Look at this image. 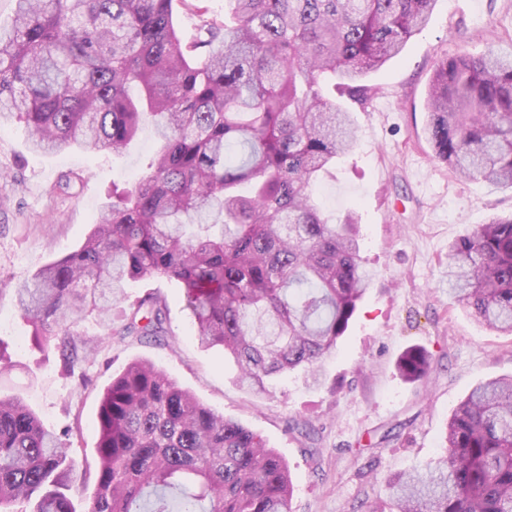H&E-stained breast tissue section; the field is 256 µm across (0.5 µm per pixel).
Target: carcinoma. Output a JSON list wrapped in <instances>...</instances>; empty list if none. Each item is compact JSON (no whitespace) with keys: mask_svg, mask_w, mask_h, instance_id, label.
Instances as JSON below:
<instances>
[{"mask_svg":"<svg viewBox=\"0 0 512 512\" xmlns=\"http://www.w3.org/2000/svg\"><path fill=\"white\" fill-rule=\"evenodd\" d=\"M0 25V125L22 122L37 151L124 149L151 117L158 149L82 245L13 288L33 340L57 350L76 386L75 321L112 324L132 281L174 279L205 348L232 355L250 387L300 371L321 385L369 285L354 212L335 221L313 186L353 147L332 79L364 104L363 78L401 54L436 0H226L182 39L173 0H16ZM131 83L141 86L134 99ZM428 137L456 173L512 188V57L442 59L426 100ZM448 293L512 334V218L448 246ZM121 333L158 343L166 302L149 293ZM411 381L430 358L399 360ZM72 429L47 430L24 400L0 396V512H77ZM444 452L393 480L396 512H512V376L476 386L452 411ZM97 473L85 512H292L285 460L201 404L148 360L129 363L98 411Z\"/></svg>","mask_w":512,"mask_h":512,"instance_id":"obj_1","label":"carcinoma"}]
</instances>
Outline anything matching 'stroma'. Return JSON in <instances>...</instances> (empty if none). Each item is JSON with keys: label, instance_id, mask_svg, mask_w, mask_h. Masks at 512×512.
Returning a JSON list of instances; mask_svg holds the SVG:
<instances>
[{"label": "stroma", "instance_id": "35a3bbf8", "mask_svg": "<svg viewBox=\"0 0 512 512\" xmlns=\"http://www.w3.org/2000/svg\"><path fill=\"white\" fill-rule=\"evenodd\" d=\"M490 48L512 49V0H437L406 51L368 75L371 99L343 102L355 117L356 145L324 176L318 197L332 215L356 209L373 279L341 347L322 364L323 385L293 374L253 391L231 357L201 347L179 283L162 278L129 284L112 307L158 292L168 307L165 343L81 319L76 333L102 349L85 366L87 388L78 389L62 376L59 354L36 347L11 293L0 295L7 318L0 347L16 363L0 391L21 393L48 429L79 426L69 450L77 512H85L94 487L100 398L136 359L153 361L280 454L295 488L293 512H372L390 503L394 476L441 455L453 408L477 383L512 375V336L475 322L446 284L449 244L493 217L512 216V190L461 178L439 160L425 107L440 60ZM154 151L149 124L122 153L96 155L35 152L23 124L0 126V284L14 285L77 249L112 187L130 186ZM64 181L69 189H61ZM411 347L431 362L415 382L397 369Z\"/></svg>", "mask_w": 512, "mask_h": 512}]
</instances>
